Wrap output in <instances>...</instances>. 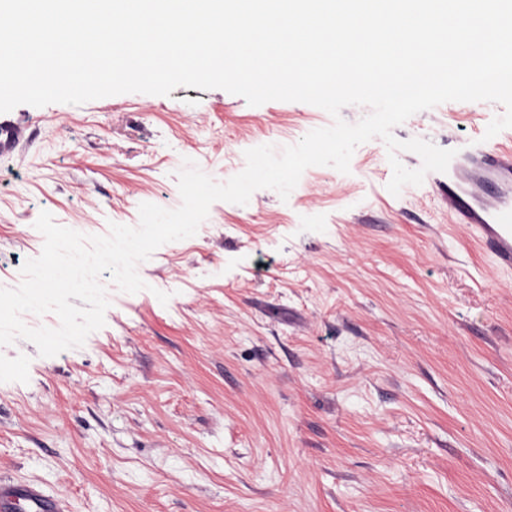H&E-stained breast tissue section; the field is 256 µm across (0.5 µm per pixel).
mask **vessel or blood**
<instances>
[{
  "mask_svg": "<svg viewBox=\"0 0 512 512\" xmlns=\"http://www.w3.org/2000/svg\"><path fill=\"white\" fill-rule=\"evenodd\" d=\"M437 188L456 223L481 242L498 269L512 270V148L502 144L452 159ZM0 512H66L60 497L31 484L0 480Z\"/></svg>",
  "mask_w": 512,
  "mask_h": 512,
  "instance_id": "obj_1",
  "label": "vessel or blood"
}]
</instances>
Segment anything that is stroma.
<instances>
[{"label":"stroma","instance_id":"stroma-1","mask_svg":"<svg viewBox=\"0 0 512 512\" xmlns=\"http://www.w3.org/2000/svg\"><path fill=\"white\" fill-rule=\"evenodd\" d=\"M503 112L450 101L393 134L462 151ZM331 123L193 87L0 113V285L40 255V212L135 226L141 203L180 206L184 159L223 182ZM391 177L375 138L288 200L215 202L138 265L146 290L108 288L82 347L0 346V479L69 512H512V272L433 175L397 195Z\"/></svg>","mask_w":512,"mask_h":512}]
</instances>
